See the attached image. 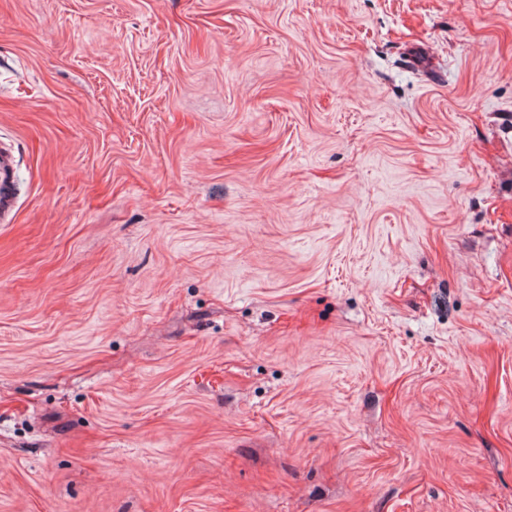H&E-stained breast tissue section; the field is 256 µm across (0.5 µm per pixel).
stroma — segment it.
I'll list each match as a JSON object with an SVG mask.
<instances>
[{
	"label": "stroma",
	"instance_id": "1",
	"mask_svg": "<svg viewBox=\"0 0 512 512\" xmlns=\"http://www.w3.org/2000/svg\"><path fill=\"white\" fill-rule=\"evenodd\" d=\"M0 512H512V0H0ZM13 165V154L0 150V221L2 223H5L6 218L15 207L16 190L12 177Z\"/></svg>",
	"mask_w": 512,
	"mask_h": 512
}]
</instances>
